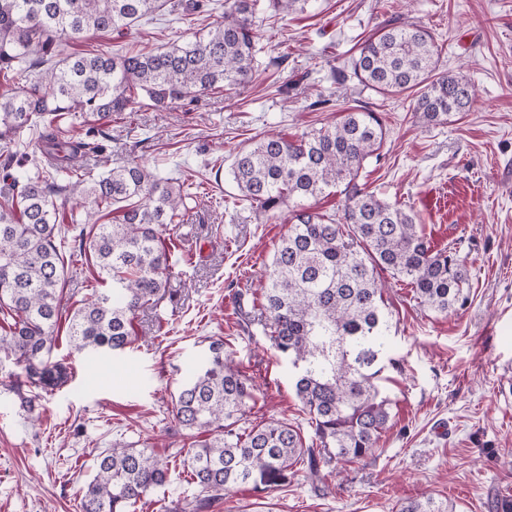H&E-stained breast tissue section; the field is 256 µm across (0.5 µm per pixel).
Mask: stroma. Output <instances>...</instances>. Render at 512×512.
Returning <instances> with one entry per match:
<instances>
[{
    "instance_id": "stroma-1",
    "label": "stroma",
    "mask_w": 512,
    "mask_h": 512,
    "mask_svg": "<svg viewBox=\"0 0 512 512\" xmlns=\"http://www.w3.org/2000/svg\"><path fill=\"white\" fill-rule=\"evenodd\" d=\"M396 18L432 31L441 70L476 89L469 111L427 125L410 96L334 83L332 68ZM209 22L202 13L166 14L124 35L88 34L61 52L148 50L187 40ZM254 30L260 51L251 83L212 91L195 106L113 116L104 151L87 156L98 173L133 153L159 176L197 182L184 223L164 233L178 274L156 307L137 313V340L123 352L88 357L60 339L52 357L71 379L34 413L11 390V364L0 367V512H79L99 453L137 441L154 447L169 476L136 512H170L188 499L168 408L214 340L257 385L249 423L275 417L308 430L293 369L255 324L252 304L288 233L289 210L264 215L237 202L230 164L254 139L293 140L357 105L379 112L387 129L361 182L413 211L432 248H456L471 301L442 316L419 306L405 282L389 280L391 361L381 386L391 420L374 456L342 472L324 467L319 486L300 472L269 497L231 493L212 512H398L425 494L456 512H496L512 498V0H312L303 13L257 15ZM322 96L330 106L315 108Z\"/></svg>"
}]
</instances>
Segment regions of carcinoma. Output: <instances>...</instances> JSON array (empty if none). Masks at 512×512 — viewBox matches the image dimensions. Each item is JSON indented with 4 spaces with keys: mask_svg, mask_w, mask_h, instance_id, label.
<instances>
[{
    "mask_svg": "<svg viewBox=\"0 0 512 512\" xmlns=\"http://www.w3.org/2000/svg\"><path fill=\"white\" fill-rule=\"evenodd\" d=\"M309 0H268L282 13L303 11ZM201 0H0V77L19 70L29 85L0 95V143L28 127L65 115L41 149L0 154L12 186L0 193V367L20 369L14 392L32 411L69 380L52 360L62 321L71 346L86 355L123 351L137 312L168 291L175 264L162 228L184 220L191 187L148 171L137 158L96 174L82 154L100 145L73 137L90 119L133 112L148 99L158 110L197 100L218 88L250 83L259 48L253 18L260 0H232L208 30L182 43L136 53L97 49L59 57L61 43L88 31L123 34L144 18L179 8L191 15ZM336 83L350 80L381 96L414 94V112L443 124L473 103L468 80L439 68L438 47L425 26L391 21L366 40ZM386 129L378 113L355 106L330 127L295 140L265 135L234 156L233 181L243 201L267 214L291 208V229L274 248L261 288V326L291 360L295 392L310 415L312 435L279 419L242 426L253 399V380L213 341L205 364L171 400V415L188 443L184 465L195 488L181 512H208L224 496L247 487L271 495L300 470L322 481V467L347 466L371 455L390 420L391 399L379 381L388 355L391 313L381 274L404 280L418 304L440 315L469 300L464 260L433 251L412 211L360 184L365 161L380 148ZM32 167L21 179L17 169ZM342 189L340 215L320 213L313 201ZM91 201L71 218L76 234L57 225L58 200ZM120 205L121 222L100 224L102 206ZM88 257L110 288L87 282L78 305L65 306L64 256ZM167 463L146 443L114 444L95 463L80 512H129L163 487ZM399 512H452L427 496L405 501Z\"/></svg>",
    "mask_w": 512,
    "mask_h": 512,
    "instance_id": "cac0c4a2",
    "label": "carcinoma"
}]
</instances>
